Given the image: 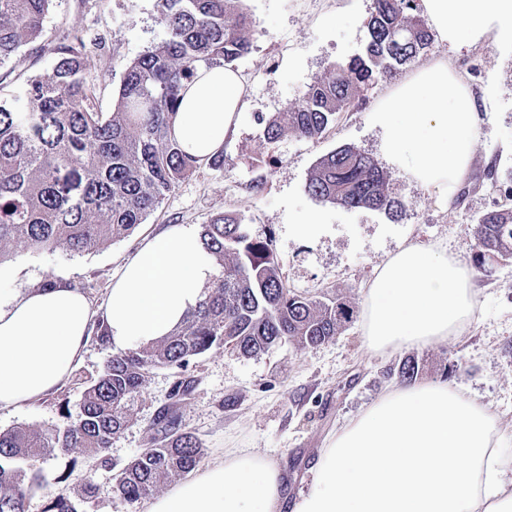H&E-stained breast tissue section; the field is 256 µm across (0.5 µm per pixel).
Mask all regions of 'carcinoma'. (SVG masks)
<instances>
[{"label":"carcinoma","instance_id":"cac0c4a2","mask_svg":"<svg viewBox=\"0 0 512 512\" xmlns=\"http://www.w3.org/2000/svg\"><path fill=\"white\" fill-rule=\"evenodd\" d=\"M50 2L0 0V60L42 38ZM240 2L156 0L168 38L132 63L110 112L91 110L77 35L58 47L50 74L9 83L0 77V263L18 243L79 255L126 237L200 168L172 134L171 119L200 65L228 67L249 52L254 22ZM414 10V0H374L364 53L335 65L285 111L257 116L265 138L275 141L286 132L321 137L363 100L369 81L427 51L433 34ZM308 193L348 209L405 210L389 196L378 162L346 145L318 160ZM202 236L220 276L169 336L113 355L97 377L82 381L77 422L62 430L0 432V512H27L40 484L36 463L48 455L80 448L107 462L112 438L133 421L134 399L152 369H182L214 346L246 356L283 342L313 349L351 321L343 299L288 288L271 242L251 238L240 219L220 215L204 225ZM473 237L478 273L489 276L493 263L512 260V199L481 214ZM155 428L159 445L114 477L115 492L128 501L151 495L201 461L200 440L181 430L168 410Z\"/></svg>","mask_w":512,"mask_h":512}]
</instances>
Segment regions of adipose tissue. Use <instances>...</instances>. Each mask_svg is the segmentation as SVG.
<instances>
[{
	"label": "adipose tissue",
	"instance_id": "adipose-tissue-1",
	"mask_svg": "<svg viewBox=\"0 0 512 512\" xmlns=\"http://www.w3.org/2000/svg\"><path fill=\"white\" fill-rule=\"evenodd\" d=\"M420 9L447 53L397 84L372 118L389 157L449 207L472 163L479 109L447 55L512 43V0H420ZM244 92L237 71L199 67L173 119L189 154L205 160L220 151ZM217 274L195 225L177 224L123 262L102 308L63 276L0 300V410L22 409L67 381L95 322L119 351L167 336ZM475 307L467 265L446 249L410 244L377 267L366 290L364 346L386 353L461 336ZM501 442L496 412L469 393L442 381L394 386L329 438L293 501L266 455L233 449L155 498L149 512H512Z\"/></svg>",
	"mask_w": 512,
	"mask_h": 512
}]
</instances>
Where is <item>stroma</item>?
Segmentation results:
<instances>
[{
	"instance_id": "35a3bbf8",
	"label": "stroma",
	"mask_w": 512,
	"mask_h": 512,
	"mask_svg": "<svg viewBox=\"0 0 512 512\" xmlns=\"http://www.w3.org/2000/svg\"><path fill=\"white\" fill-rule=\"evenodd\" d=\"M243 6L255 30L250 52L234 67L245 79L247 95L238 127L221 149V168L205 165L181 180L133 233L104 248L72 256L13 247L12 258L0 264V298L62 275L102 307L112 277L146 237L174 224H207L226 213L240 218L252 238L272 240L287 287L344 298L354 316L333 340L314 349L282 344L244 356L215 347L190 359L184 371L151 370L136 402V419L113 438L107 466H93L77 448L41 460L42 485L30 497L28 512H45L58 496L80 501L81 478L89 471L96 490L86 512H149L150 499L130 503L119 497L112 475L152 447L155 418L170 406L180 428L200 439L202 465L223 460L225 449L250 448L277 463L285 495L296 496L329 435L396 383L398 364L407 357L419 365L418 381H445L492 405L508 438L503 453L512 458V261L498 264L492 277L475 275V315L461 337L377 356L363 345L360 318L363 291L375 269L403 247L432 242L471 260L476 217L496 206L499 187L512 184V45L489 41L448 59L472 86L482 122L463 182L467 195L445 208L388 157L383 131L371 118L375 103L410 75L414 64L371 82L363 104L342 113L320 138L287 133L270 141L256 122L257 115H272L295 102L334 65L363 53L373 0H244ZM75 33L85 44L90 106L108 112L131 64L166 38L167 25L156 0H52L41 44L1 61L0 76L49 74L57 47ZM343 145L377 160L389 195L406 204L405 214L347 209L309 196L307 182L319 158ZM314 213L323 226L320 235L289 236V225ZM112 355L108 343L91 339L59 390L23 409L0 411V431L72 424L81 380L97 376ZM180 376L191 379L193 388L176 404L170 394Z\"/></svg>"
}]
</instances>
